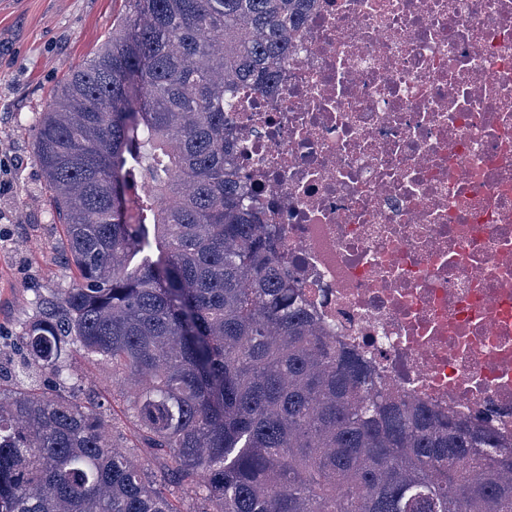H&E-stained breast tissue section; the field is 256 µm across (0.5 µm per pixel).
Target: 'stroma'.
Returning a JSON list of instances; mask_svg holds the SVG:
<instances>
[{"label":"stroma","instance_id":"35a3bbf8","mask_svg":"<svg viewBox=\"0 0 512 512\" xmlns=\"http://www.w3.org/2000/svg\"><path fill=\"white\" fill-rule=\"evenodd\" d=\"M126 0H0V334L37 295L72 281L61 225L34 154L35 123L69 70L111 34Z\"/></svg>","mask_w":512,"mask_h":512}]
</instances>
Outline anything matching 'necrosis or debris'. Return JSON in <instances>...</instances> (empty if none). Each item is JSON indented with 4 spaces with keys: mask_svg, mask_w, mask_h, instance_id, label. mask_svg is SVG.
Masks as SVG:
<instances>
[{
    "mask_svg": "<svg viewBox=\"0 0 512 512\" xmlns=\"http://www.w3.org/2000/svg\"><path fill=\"white\" fill-rule=\"evenodd\" d=\"M236 148L314 321L512 442V0H313Z\"/></svg>",
    "mask_w": 512,
    "mask_h": 512,
    "instance_id": "obj_1",
    "label": "necrosis or debris"
}]
</instances>
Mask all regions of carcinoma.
I'll list each match as a JSON object with an SVG mask.
<instances>
[{
    "instance_id": "obj_1",
    "label": "carcinoma",
    "mask_w": 512,
    "mask_h": 512,
    "mask_svg": "<svg viewBox=\"0 0 512 512\" xmlns=\"http://www.w3.org/2000/svg\"><path fill=\"white\" fill-rule=\"evenodd\" d=\"M311 0H127L36 121L71 287L0 364V512H512V444L388 392L305 312L224 164ZM78 355L127 399H79Z\"/></svg>"
}]
</instances>
